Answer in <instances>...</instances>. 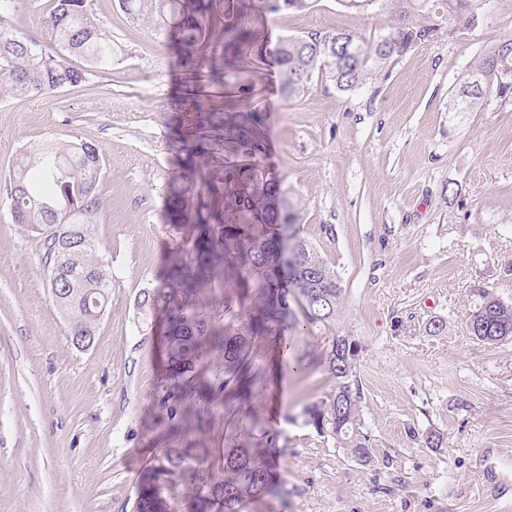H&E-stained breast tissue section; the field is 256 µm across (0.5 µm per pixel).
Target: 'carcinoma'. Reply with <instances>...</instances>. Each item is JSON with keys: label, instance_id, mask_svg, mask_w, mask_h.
<instances>
[{"label": "carcinoma", "instance_id": "obj_1", "mask_svg": "<svg viewBox=\"0 0 512 512\" xmlns=\"http://www.w3.org/2000/svg\"><path fill=\"white\" fill-rule=\"evenodd\" d=\"M355 9H377L395 21L390 31L366 38L349 31H319L281 40L273 50L281 88L292 97L305 91L322 70L342 92L360 89L383 75L413 48L437 35L436 24H418L413 16L444 10L456 23L474 25L473 0H340ZM311 0H159L158 25L171 44L190 57L210 61L208 81L224 88L221 100L205 92L190 72L182 85L193 101L199 134L179 142L186 161L170 185L164 223L180 230L167 262L165 283L142 292L139 308L160 310L163 368L154 383V401L169 413L167 433L176 436L190 420L206 424L211 407L238 398L247 387V369L258 342L282 349L291 319L290 303L302 310L310 335L321 330L320 363L332 381L317 401L305 406L303 424L333 439L359 462L370 461L368 437L361 425V389L356 372L359 344L334 330L344 296L339 275L300 236L299 215L283 201L280 220L270 219L271 192L282 191L276 175L259 166L265 131L258 110H247L229 89V79L249 72L266 48L246 26L252 15L310 8ZM49 42L40 45L17 30L0 29V92L43 95L86 82L90 69L112 66V40L93 20L88 0H51L44 20ZM80 58L87 67L71 62ZM512 101V37L485 49L458 79L450 111L474 112L488 100ZM225 112L227 127L211 124ZM224 145V166L204 169L210 138ZM103 154L94 143L73 141L30 147L13 166L0 189L11 211L43 239L44 258L69 239L82 243L47 268V287L62 294L52 299L69 316L70 336L97 332L109 302L111 279L96 255L91 218L101 208L99 178ZM71 284L55 283L56 275ZM236 297H224V310H212L202 296L217 277ZM473 339L485 344L512 341V304L484 288L466 324ZM217 351L222 363L211 370L206 358ZM277 434L256 414L246 437L226 438L221 473L204 465L208 448L190 444L159 449L142 477L132 512H244L247 504L276 487L269 449Z\"/></svg>", "mask_w": 512, "mask_h": 512}]
</instances>
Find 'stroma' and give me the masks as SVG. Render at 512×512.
I'll return each mask as SVG.
<instances>
[{
	"label": "stroma",
	"mask_w": 512,
	"mask_h": 512,
	"mask_svg": "<svg viewBox=\"0 0 512 512\" xmlns=\"http://www.w3.org/2000/svg\"><path fill=\"white\" fill-rule=\"evenodd\" d=\"M155 0L128 13L90 0L115 55L85 86L0 96V182L23 150L83 140L99 145L102 207L91 226L112 278L89 350L68 341L53 302L38 234L0 202V512H131L141 471L167 422L153 401L161 369L159 317L137 302L159 287L179 235L162 212L180 159L173 145L194 113L181 104L190 64L159 29ZM50 0H17L9 28L45 44ZM475 26L440 19L433 41L353 92L328 74L295 97L275 65L259 66L243 104L263 111V167L283 182L301 235L341 278L337 328L361 347L360 463L298 421L330 388L320 342L292 332L311 359L288 370L257 346L261 396L216 412L190 437L218 463L226 432L259 412L278 435L277 493L245 512H502L483 485V458L512 457V342L483 344L466 323L475 291L512 304V102L448 109L458 76L483 50L512 37V0H478ZM393 21L374 10L313 0L264 15L268 48L287 37L345 30L377 36ZM443 321V332L428 329ZM441 447L424 443L427 433Z\"/></svg>",
	"instance_id": "35a3bbf8"
}]
</instances>
